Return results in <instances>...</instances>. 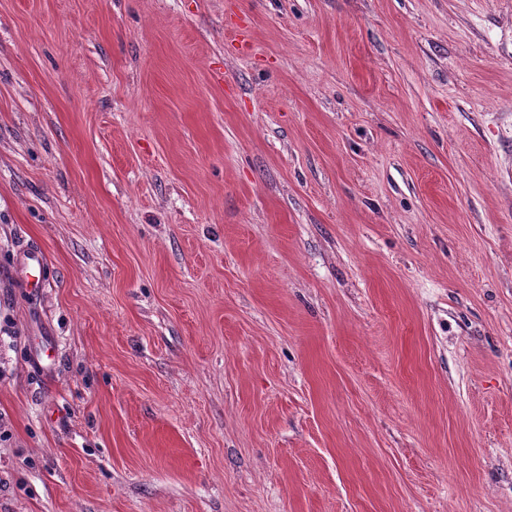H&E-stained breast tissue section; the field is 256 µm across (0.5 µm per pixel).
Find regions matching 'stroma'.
<instances>
[{
    "instance_id": "35a3bbf8",
    "label": "stroma",
    "mask_w": 512,
    "mask_h": 512,
    "mask_svg": "<svg viewBox=\"0 0 512 512\" xmlns=\"http://www.w3.org/2000/svg\"><path fill=\"white\" fill-rule=\"evenodd\" d=\"M0 512H512V0H0ZM44 266V257L41 252L28 249L21 257V272L26 274L27 282L31 288H39L41 286V270ZM38 269L39 278H32V272Z\"/></svg>"
}]
</instances>
